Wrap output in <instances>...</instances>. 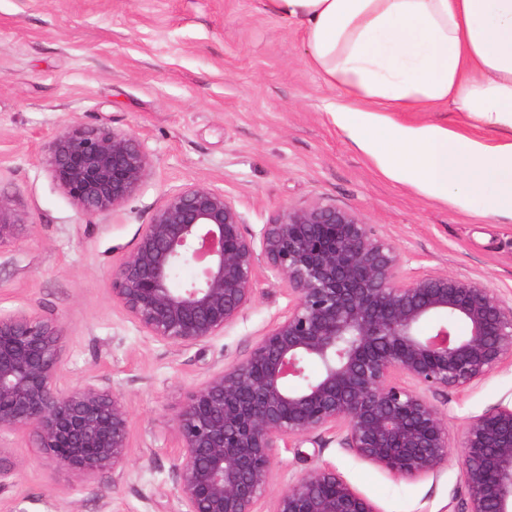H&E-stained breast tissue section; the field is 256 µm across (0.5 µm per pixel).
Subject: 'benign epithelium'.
Listing matches in <instances>:
<instances>
[{"label":"benign epithelium","instance_id":"1","mask_svg":"<svg viewBox=\"0 0 512 512\" xmlns=\"http://www.w3.org/2000/svg\"><path fill=\"white\" fill-rule=\"evenodd\" d=\"M46 164L93 217L137 191L149 153L132 132L73 125L51 143ZM17 229L0 200V249ZM261 258L292 302L244 359L196 387L176 418L184 512H259L277 450L317 433L395 476H438L448 466V418L432 397L512 364V301L446 273L404 278L396 246L373 237L355 212L322 202L282 210L265 225L258 253L234 201L202 184L167 194L112 267V299L147 335L198 345L254 303ZM188 264L200 272L173 287L175 270ZM459 322L463 335L454 332ZM309 362L319 366L315 378L289 388ZM63 364L58 321L0 314V433H34L79 482L125 468L126 404L92 378L61 386ZM460 448L470 491L461 512H512V405L471 418ZM16 474L0 455V488ZM271 512L377 509L320 467L278 492Z\"/></svg>","mask_w":512,"mask_h":512}]
</instances>
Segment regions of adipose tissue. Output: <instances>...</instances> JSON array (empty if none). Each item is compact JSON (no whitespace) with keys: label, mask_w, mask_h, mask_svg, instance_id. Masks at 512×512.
<instances>
[{"label":"adipose tissue","mask_w":512,"mask_h":512,"mask_svg":"<svg viewBox=\"0 0 512 512\" xmlns=\"http://www.w3.org/2000/svg\"><path fill=\"white\" fill-rule=\"evenodd\" d=\"M304 31L326 109L385 175L486 220L512 218V0H264ZM453 110L459 125L395 112Z\"/></svg>","instance_id":"ef3b65f1"}]
</instances>
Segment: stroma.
<instances>
[{
	"mask_svg": "<svg viewBox=\"0 0 512 512\" xmlns=\"http://www.w3.org/2000/svg\"><path fill=\"white\" fill-rule=\"evenodd\" d=\"M306 63L303 35L262 0H0V199L20 228L0 249V313L59 320L61 383L95 378L130 413L129 465L78 483L35 434L0 433L18 465L0 512H181L174 423L188 394L245 358L291 298L258 264L256 299L223 335L177 346L148 336L112 299L113 265L136 246L166 195L192 183L235 201L245 235L260 241L282 209L313 201L355 211L399 250L403 275L431 272L479 282L512 300V220L426 196L383 175L336 126L323 103L338 97ZM134 132L150 173L120 208L82 215L45 165L72 125ZM448 415V465L408 480L336 442L281 448L271 496L330 466L378 512H453L469 497L458 446L470 418L512 402V365L436 397Z\"/></svg>",
	"mask_w": 512,
	"mask_h": 512,
	"instance_id": "1",
	"label": "stroma"
}]
</instances>
